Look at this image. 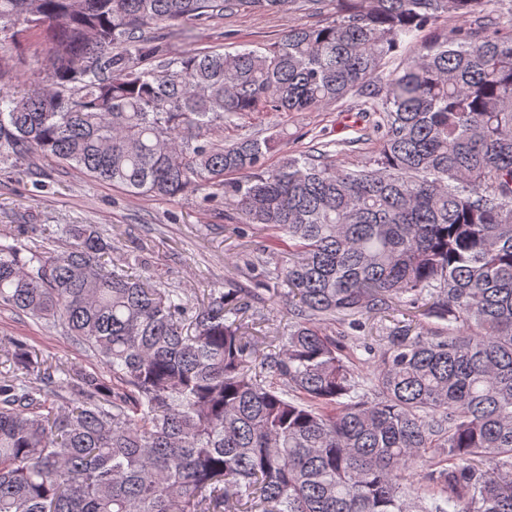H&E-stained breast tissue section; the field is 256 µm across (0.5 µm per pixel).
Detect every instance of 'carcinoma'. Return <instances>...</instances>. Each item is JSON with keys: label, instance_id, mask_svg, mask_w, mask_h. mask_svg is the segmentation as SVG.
Returning a JSON list of instances; mask_svg holds the SVG:
<instances>
[{"label": "carcinoma", "instance_id": "1", "mask_svg": "<svg viewBox=\"0 0 512 512\" xmlns=\"http://www.w3.org/2000/svg\"><path fill=\"white\" fill-rule=\"evenodd\" d=\"M297 2L325 22L234 53L170 42ZM488 2L0 0V84L27 32L54 58L24 95L0 87V154L133 195L222 190L289 255L268 336L250 291L195 303L107 270L94 224L58 225L61 255L0 237V307L112 375L0 342V512H512V0ZM353 97L379 141L354 169L224 141L248 113ZM406 306L366 379L326 333Z\"/></svg>", "mask_w": 512, "mask_h": 512}]
</instances>
